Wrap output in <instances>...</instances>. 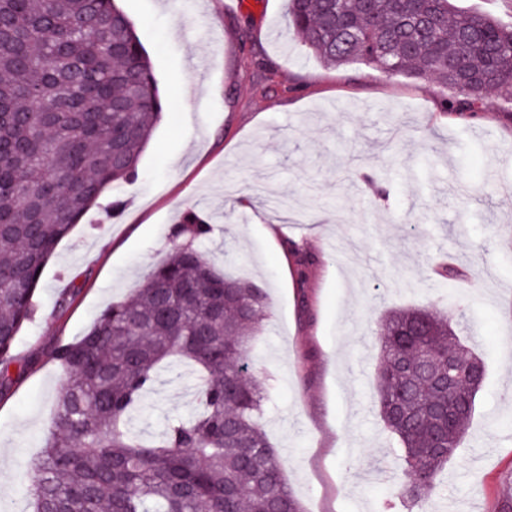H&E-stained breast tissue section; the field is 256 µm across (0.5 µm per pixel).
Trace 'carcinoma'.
Here are the masks:
<instances>
[{
    "label": "carcinoma",
    "instance_id": "obj_1",
    "mask_svg": "<svg viewBox=\"0 0 512 512\" xmlns=\"http://www.w3.org/2000/svg\"><path fill=\"white\" fill-rule=\"evenodd\" d=\"M285 8L322 63L434 80L459 95L449 115L512 87V25L453 0ZM161 114L152 63L116 0H0V380L47 262L106 188L135 178ZM181 226L187 240L128 299L55 349L66 381L25 476L28 512H304L260 422L270 396L252 346L267 294L197 247L210 225L194 210ZM418 319L424 335H397ZM378 331L375 407L401 444L396 493L413 509L437 493L485 366L428 308L391 310ZM450 360L457 377L444 386ZM180 364L195 376V411L143 443L130 423Z\"/></svg>",
    "mask_w": 512,
    "mask_h": 512
}]
</instances>
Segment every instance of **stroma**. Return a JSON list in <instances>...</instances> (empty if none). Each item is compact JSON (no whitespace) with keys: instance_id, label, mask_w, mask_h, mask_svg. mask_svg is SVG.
Returning a JSON list of instances; mask_svg holds the SVG:
<instances>
[{"instance_id":"1","label":"stroma","mask_w":512,"mask_h":512,"mask_svg":"<svg viewBox=\"0 0 512 512\" xmlns=\"http://www.w3.org/2000/svg\"><path fill=\"white\" fill-rule=\"evenodd\" d=\"M154 68L163 113L134 180L111 184L47 263L0 384V512H25L23 473L47 438L63 374L51 353L129 297L171 251L187 209L199 246L272 307L253 355L262 417L306 512H382L401 449L374 406L377 321L427 306L478 336L487 376L429 512L512 507V89L474 114L452 91L295 38L285 0H120ZM386 173L388 207L361 173ZM310 259L299 277L296 251ZM481 286H474L472 273ZM190 377L166 373L134 427L187 415Z\"/></svg>"}]
</instances>
